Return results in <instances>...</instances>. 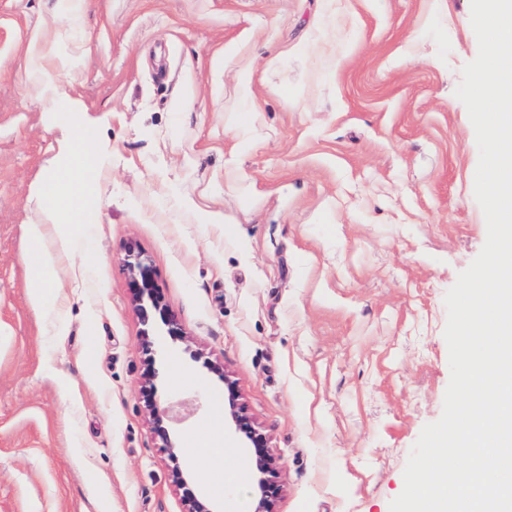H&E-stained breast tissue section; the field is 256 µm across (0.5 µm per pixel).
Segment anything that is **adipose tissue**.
I'll return each instance as SVG.
<instances>
[{
    "label": "adipose tissue",
    "mask_w": 512,
    "mask_h": 512,
    "mask_svg": "<svg viewBox=\"0 0 512 512\" xmlns=\"http://www.w3.org/2000/svg\"><path fill=\"white\" fill-rule=\"evenodd\" d=\"M51 117L69 132L62 163L44 178L39 191L41 206L54 222L28 227L33 247L30 288L34 300L49 311L58 298L60 270L73 258L78 240L89 233L93 224L103 165L95 146L94 124L86 119L80 106L65 112L52 111ZM191 455L209 462L213 482L223 484L236 479L235 458L227 454L221 434L210 433L196 440Z\"/></svg>",
    "instance_id": "obj_1"
}]
</instances>
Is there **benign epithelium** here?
Instances as JSON below:
<instances>
[{"mask_svg":"<svg viewBox=\"0 0 512 512\" xmlns=\"http://www.w3.org/2000/svg\"><path fill=\"white\" fill-rule=\"evenodd\" d=\"M124 263L132 303L141 325V354L145 365L141 399L152 418L154 438L159 442V447L167 451L173 463L172 478L182 491L185 512H223V506L215 499L196 490L191 474L179 465L180 446L171 423L176 416L190 413L193 402L182 400L163 408L157 400L156 383L160 377L157 337L165 334L174 342L182 341V326L164 302L148 256L139 247L130 244L125 248ZM203 367L213 378L224 383V419L228 430L253 457L251 512H273L280 488L275 481L274 461L268 450L267 439L246 412L235 383L224 373V365L206 360Z\"/></svg>","mask_w":512,"mask_h":512,"instance_id":"7a95c632","label":"benign epithelium"}]
</instances>
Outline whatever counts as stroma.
I'll use <instances>...</instances> for the list:
<instances>
[{
    "instance_id": "1",
    "label": "stroma",
    "mask_w": 512,
    "mask_h": 512,
    "mask_svg": "<svg viewBox=\"0 0 512 512\" xmlns=\"http://www.w3.org/2000/svg\"><path fill=\"white\" fill-rule=\"evenodd\" d=\"M471 0H0V512H184L141 401L137 244L185 339L159 403L181 467L224 418L222 363L276 460L274 512H390L450 381L445 295L487 237L479 150L455 95L478 54ZM233 56H225V49ZM76 58L106 154L92 257L28 291V227L67 131L31 75ZM251 67V94L239 72Z\"/></svg>"
}]
</instances>
